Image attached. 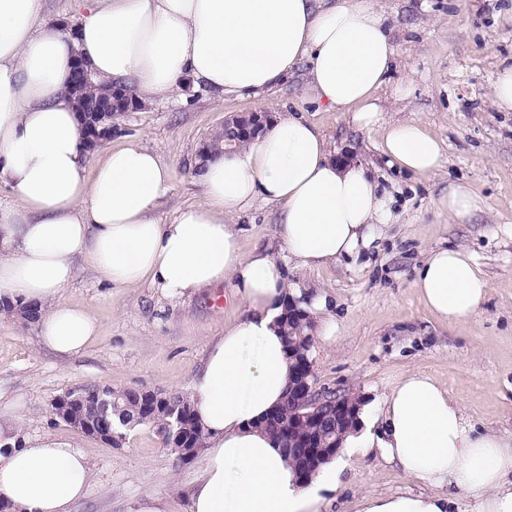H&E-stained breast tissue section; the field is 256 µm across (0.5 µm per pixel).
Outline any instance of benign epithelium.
<instances>
[{
	"mask_svg": "<svg viewBox=\"0 0 512 512\" xmlns=\"http://www.w3.org/2000/svg\"><path fill=\"white\" fill-rule=\"evenodd\" d=\"M71 87L75 94L82 95L86 87L93 86L91 73L78 58L73 59L71 66ZM142 101L135 95L122 88L103 89L93 98L83 100L78 107L83 128L86 147L91 149L99 142L112 136L113 124L88 123L86 113L108 112L116 118L126 112L138 110ZM272 120V113L258 110L244 114H233L224 118V125L236 130L238 135L248 141L254 139ZM297 396V408L288 419V445H300L303 448L302 467L304 476L311 478L321 462H326L339 455L342 450L343 437L354 430L358 423L360 400L352 395L336 396V439L327 441L323 437H307L296 435L297 424L316 422L318 401L314 387L313 365L303 369L297 383L293 384ZM112 394L110 386H98L96 394L90 396L77 389H70L57 398L52 409L54 415L70 427L102 443L112 446L118 444L112 421ZM142 405L152 414H163L168 418L167 434L172 447L176 448L184 460L193 459L199 449L193 447V439L183 430L181 411L170 403L168 396L163 393L143 391ZM97 408L95 419L89 421L83 417L82 410L89 404Z\"/></svg>",
	"mask_w": 512,
	"mask_h": 512,
	"instance_id": "benign-epithelium-1",
	"label": "benign epithelium"
}]
</instances>
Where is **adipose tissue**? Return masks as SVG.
Instances as JSON below:
<instances>
[{
  "label": "adipose tissue",
  "instance_id": "1",
  "mask_svg": "<svg viewBox=\"0 0 512 512\" xmlns=\"http://www.w3.org/2000/svg\"><path fill=\"white\" fill-rule=\"evenodd\" d=\"M96 82L144 98L173 95L184 80L214 93H260L307 61L314 102L379 121V94L395 46L369 0H85L74 35L42 18L41 0H0V183L16 205L0 207V307L45 306L40 338L52 351H83L98 334L82 308L57 295L85 260L99 280L150 284L168 297L229 284L245 315L208 349L190 399L207 434L189 507L149 496L128 512H319L339 469L327 461L300 486L280 444L256 424L286 391L290 362L280 328L288 279L270 249L242 253L226 215L261 200L280 212L275 241L319 267L368 248L393 214L367 171L337 162L325 134L287 113L245 149L200 163V203L157 217L170 168L128 140L89 167L83 130L66 91L73 57ZM389 165L415 176L443 164L421 125L386 129ZM413 286L426 308L457 323L478 314L489 282L465 248L434 249ZM344 455L370 452L421 484L420 492L371 495L359 512H512V433L477 429L434 376L406 374L379 406L360 411ZM90 465L57 444L0 451V497L17 512H73Z\"/></svg>",
  "mask_w": 512,
  "mask_h": 512
}]
</instances>
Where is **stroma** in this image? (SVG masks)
<instances>
[{
    "label": "stroma",
    "mask_w": 512,
    "mask_h": 512,
    "mask_svg": "<svg viewBox=\"0 0 512 512\" xmlns=\"http://www.w3.org/2000/svg\"><path fill=\"white\" fill-rule=\"evenodd\" d=\"M396 46L379 106L381 125L358 128L348 113L327 111L307 93V64L269 91L250 96L181 87L115 120L109 145L137 140L160 152L171 171L159 205L167 219L200 199L196 161L202 143L226 116L255 110H291L328 137L337 155L374 165L392 197L393 219L383 238L358 258L308 267L276 251L289 284L305 297L325 292L336 330H315L311 349L316 389L381 401L404 375H435L459 400L477 428L512 432V112L497 110L492 87L512 64V0H372ZM415 122L435 137L444 163L415 177L389 167L381 151L384 128ZM464 181L482 209L467 224H452L441 206L452 181ZM243 252L272 244L274 206L257 202L227 216ZM464 247L490 288L481 311L454 324L434 316L412 282L426 252ZM58 300L83 307L97 336L77 355L63 357L39 337L34 323L0 322V423L13 425L30 445L48 441L83 449L91 464L86 496L74 512H127L148 495L187 505L200 459L178 461L155 429L125 432L117 447L70 428L52 413L54 400L81 385L169 393L187 391L212 341L246 312L229 288L169 298L150 285L101 283L85 262ZM420 486L380 456L346 459L335 490L324 492L321 512H357L363 497Z\"/></svg>",
    "instance_id": "stroma-1"
}]
</instances>
